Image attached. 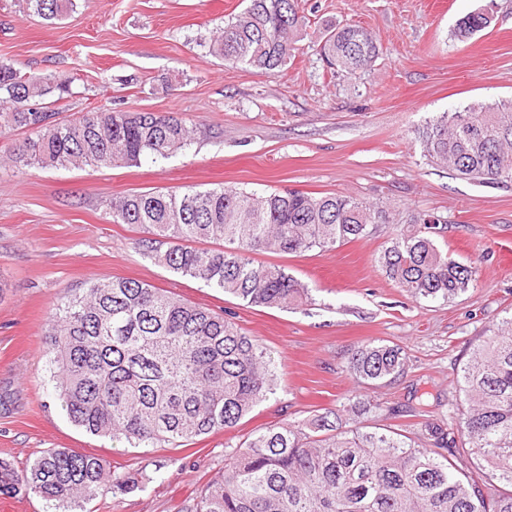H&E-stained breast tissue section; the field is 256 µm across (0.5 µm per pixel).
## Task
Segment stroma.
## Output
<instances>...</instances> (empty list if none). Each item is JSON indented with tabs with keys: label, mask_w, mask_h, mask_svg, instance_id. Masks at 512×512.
Returning <instances> with one entry per match:
<instances>
[{
	"label": "stroma",
	"mask_w": 512,
	"mask_h": 512,
	"mask_svg": "<svg viewBox=\"0 0 512 512\" xmlns=\"http://www.w3.org/2000/svg\"><path fill=\"white\" fill-rule=\"evenodd\" d=\"M47 23L26 0H0V63L71 81L57 119L92 108L172 113L194 141L162 161L112 168L0 167V458L25 468L43 451L70 448L130 477L104 488L94 512H183L224 469L228 447L253 430L300 421L359 398L379 408L371 425L413 435L457 416L452 380L479 337L512 317V185L483 186L428 163L418 131L432 116L512 98V0H298L307 18L282 71L230 67L208 42L242 0H75ZM493 4L492 25L454 40L460 18ZM360 25L380 53L345 75L319 54L327 27ZM224 186L259 194L288 189L348 195L389 210L447 219L438 242L473 262L475 288L449 301L414 299L374 259L398 232L297 255L255 254L308 285L288 309L251 307L160 267L116 224L106 199L136 192ZM132 278L225 311L274 354L279 380L234 430L179 448H124L75 427L50 394L47 317L91 280ZM405 348V374L386 386L357 383L349 359L365 342ZM420 407L416 417L390 408Z\"/></svg>",
	"instance_id": "35a3bbf8"
}]
</instances>
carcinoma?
I'll use <instances>...</instances> for the list:
<instances>
[{"label": "carcinoma", "mask_w": 512, "mask_h": 512, "mask_svg": "<svg viewBox=\"0 0 512 512\" xmlns=\"http://www.w3.org/2000/svg\"><path fill=\"white\" fill-rule=\"evenodd\" d=\"M49 22L75 0H27ZM487 9L461 18L460 42L488 28ZM305 25L297 0H246L208 45L229 66L272 73L288 63ZM358 24L331 26L320 54L336 72L355 74L378 57ZM70 80L0 65V133L30 136L7 161L39 168L136 165L167 159L190 145L193 129L174 114L89 111L54 120ZM422 155L479 185L512 184V100L442 112L418 132ZM115 224L139 229L135 245L154 264L253 307L288 309L309 288L278 264L252 255L328 250L367 234L371 224H405L375 258L384 276L416 299L453 300L473 287V267L438 245L441 219L392 214L350 196L288 190L257 194L222 186L131 193L107 202ZM201 242L220 246L199 247ZM46 344L53 397L70 422L130 448H177L228 432L275 393L274 357L233 319L130 279L90 281L51 310ZM404 348L362 344L349 372L387 385L408 366ZM455 425L424 424L409 437L329 411L261 428L225 455L224 471L186 512H512V318L483 337L457 374ZM117 475L90 453L42 452L20 471L0 460V495L34 494L58 512H85Z\"/></svg>", "instance_id": "carcinoma-1"}]
</instances>
